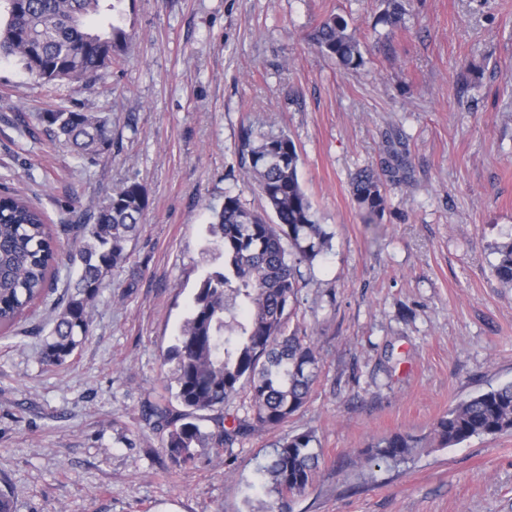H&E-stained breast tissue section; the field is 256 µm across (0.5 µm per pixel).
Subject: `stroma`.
Returning a JSON list of instances; mask_svg holds the SVG:
<instances>
[{"label":"stroma","mask_w":512,"mask_h":512,"mask_svg":"<svg viewBox=\"0 0 512 512\" xmlns=\"http://www.w3.org/2000/svg\"><path fill=\"white\" fill-rule=\"evenodd\" d=\"M405 7L378 29L382 0H118L97 22L129 47L90 88L49 93L0 58V186L52 224L129 181L149 199L65 366L39 362L53 299L0 330V487L15 512H268L258 465L310 430L319 470L291 512H512V434L447 448L431 435L449 408L512 381V286L491 271L512 236V0ZM331 13L361 41L356 70L306 41ZM66 109L111 115V152L87 163L50 140L39 113ZM247 127L294 141L331 236L297 303L318 377L282 426L176 469L142 409L169 396L162 354L219 262L209 226L225 194L264 204L239 164ZM397 158L381 222L362 223L352 177ZM397 433L418 438L414 453L368 463Z\"/></svg>","instance_id":"1"}]
</instances>
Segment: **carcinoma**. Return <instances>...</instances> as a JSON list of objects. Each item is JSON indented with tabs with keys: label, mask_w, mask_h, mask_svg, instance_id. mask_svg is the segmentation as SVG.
<instances>
[{
	"label": "carcinoma",
	"mask_w": 512,
	"mask_h": 512,
	"mask_svg": "<svg viewBox=\"0 0 512 512\" xmlns=\"http://www.w3.org/2000/svg\"><path fill=\"white\" fill-rule=\"evenodd\" d=\"M0 1L6 16L0 22V57L17 59L49 92L65 84L92 86L128 46L122 28H94L101 0ZM404 15L400 0H388L379 22L395 28ZM309 40L346 70L364 64L360 40L341 15L329 14ZM40 121L81 160L112 151V120L100 112H43ZM239 155L265 206L248 209L239 196L224 195V207L209 227L223 262L200 281L177 342L163 353V364L172 365L174 401L150 403L142 412L147 424L165 434L164 448L176 468L194 463L204 448L218 453L257 428L286 423L306 403L318 376L319 358L309 337L290 322L302 288L300 267H314L329 250L330 236L314 219L288 134L271 131L255 138L247 130ZM351 190L362 222L379 223L387 206L381 175L363 168ZM147 209V193L133 181L102 204L70 206L67 222L55 229L24 199L0 195V328L15 325L48 297V282L60 267L78 266V279L55 301L52 327L40 346L45 366L65 365L87 338L104 278L129 261L128 246L139 237ZM60 234L78 241L74 252H56ZM493 253L494 276L512 285V240L495 243ZM242 392L248 398L246 417L228 425L220 415L213 428L202 426L205 413L223 411ZM507 433H512V382L456 404L432 429L442 447ZM314 443L311 431L287 435L257 468L258 483L275 495L270 512H290V498L312 485L319 469ZM416 445L412 436L397 433L376 442L370 460L397 463Z\"/></svg>",
	"instance_id": "1"
}]
</instances>
